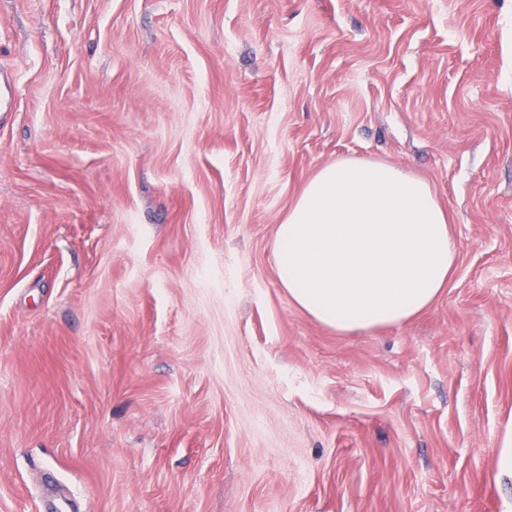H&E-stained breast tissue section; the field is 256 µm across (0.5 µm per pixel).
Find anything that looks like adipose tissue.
<instances>
[{
  "label": "adipose tissue",
  "mask_w": 512,
  "mask_h": 512,
  "mask_svg": "<svg viewBox=\"0 0 512 512\" xmlns=\"http://www.w3.org/2000/svg\"><path fill=\"white\" fill-rule=\"evenodd\" d=\"M456 246L431 186L357 159L323 166L276 230L274 263L309 315L339 332L399 324L448 280Z\"/></svg>",
  "instance_id": "1"
}]
</instances>
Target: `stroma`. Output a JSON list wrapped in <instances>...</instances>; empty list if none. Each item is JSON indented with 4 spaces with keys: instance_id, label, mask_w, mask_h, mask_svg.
Listing matches in <instances>:
<instances>
[{
    "instance_id": "35a3bbf8",
    "label": "stroma",
    "mask_w": 512,
    "mask_h": 512,
    "mask_svg": "<svg viewBox=\"0 0 512 512\" xmlns=\"http://www.w3.org/2000/svg\"><path fill=\"white\" fill-rule=\"evenodd\" d=\"M0 512H512V0H0ZM456 262L340 333L280 283L324 165Z\"/></svg>"
}]
</instances>
